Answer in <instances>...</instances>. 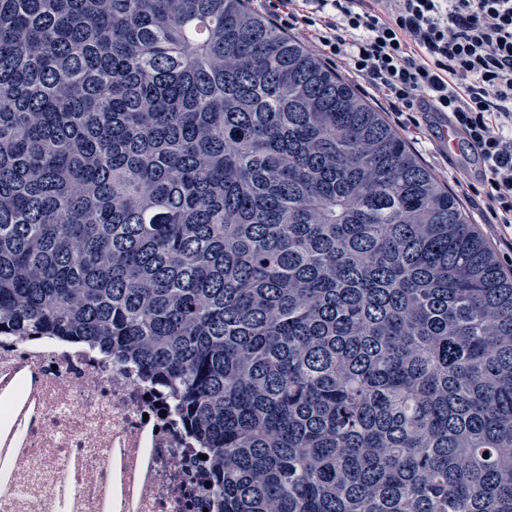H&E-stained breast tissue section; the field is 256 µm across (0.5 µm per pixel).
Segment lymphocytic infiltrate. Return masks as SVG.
Segmentation results:
<instances>
[{
    "label": "lymphocytic infiltrate",
    "instance_id": "1",
    "mask_svg": "<svg viewBox=\"0 0 512 512\" xmlns=\"http://www.w3.org/2000/svg\"><path fill=\"white\" fill-rule=\"evenodd\" d=\"M327 63L377 94L395 122L453 123L476 166L459 191L512 252V0H257Z\"/></svg>",
    "mask_w": 512,
    "mask_h": 512
}]
</instances>
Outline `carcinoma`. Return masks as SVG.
Returning <instances> with one entry per match:
<instances>
[{
  "mask_svg": "<svg viewBox=\"0 0 512 512\" xmlns=\"http://www.w3.org/2000/svg\"><path fill=\"white\" fill-rule=\"evenodd\" d=\"M6 331L166 387L219 512H512V276L247 0H0Z\"/></svg>",
  "mask_w": 512,
  "mask_h": 512,
  "instance_id": "obj_1",
  "label": "carcinoma"
}]
</instances>
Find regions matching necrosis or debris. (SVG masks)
<instances>
[{"label":"necrosis or debris","mask_w":512,"mask_h":512,"mask_svg":"<svg viewBox=\"0 0 512 512\" xmlns=\"http://www.w3.org/2000/svg\"><path fill=\"white\" fill-rule=\"evenodd\" d=\"M200 453L137 365L0 334V512H216Z\"/></svg>","instance_id":"obj_1"}]
</instances>
